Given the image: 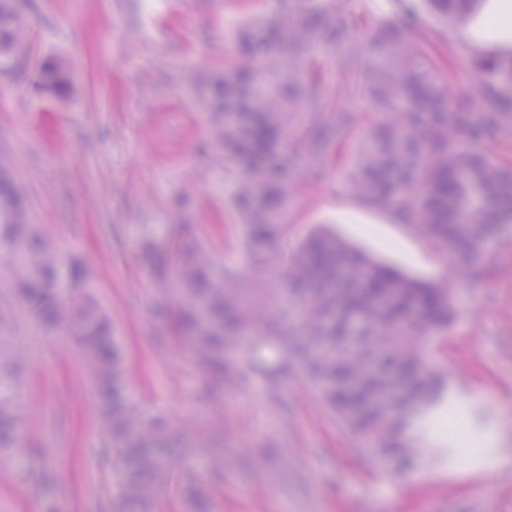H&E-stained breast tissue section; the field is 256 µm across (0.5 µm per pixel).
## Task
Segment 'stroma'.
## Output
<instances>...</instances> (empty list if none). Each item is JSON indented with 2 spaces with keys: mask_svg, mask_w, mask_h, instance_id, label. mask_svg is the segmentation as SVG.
I'll return each instance as SVG.
<instances>
[{
  "mask_svg": "<svg viewBox=\"0 0 512 512\" xmlns=\"http://www.w3.org/2000/svg\"><path fill=\"white\" fill-rule=\"evenodd\" d=\"M279 0H18L26 52L0 63V164L22 183L30 223L72 263L112 325L127 395L175 434L210 432L224 456L202 473L215 512H512V226L492 262L448 276L442 245L392 213L357 200L343 177L374 119L358 112L333 171L305 178L290 203L286 241L324 230L425 284H447L452 320L437 362L460 397L480 457L425 439L410 469L382 463L332 418L314 383L292 376L270 400L262 373L241 358L244 384L223 387L193 367L156 311L152 258L182 223L201 225L225 269L248 288L274 277L242 244L230 206L238 177L224 170L208 77L232 65L234 33ZM438 61L453 95L468 96L471 49L447 34ZM58 71L63 88L47 83ZM30 347L15 391L24 422L0 450V512H112L115 460L75 342L21 325Z\"/></svg>",
  "mask_w": 512,
  "mask_h": 512,
  "instance_id": "35a3bbf8",
  "label": "stroma"
}]
</instances>
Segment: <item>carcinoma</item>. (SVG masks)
<instances>
[{
  "mask_svg": "<svg viewBox=\"0 0 512 512\" xmlns=\"http://www.w3.org/2000/svg\"><path fill=\"white\" fill-rule=\"evenodd\" d=\"M347 0H283L237 35V59L210 87L224 168L242 174L235 205L243 244L265 257L280 282L245 288L224 274L201 228L187 227L156 260L158 300L178 299L171 313L188 332L187 356L200 370L237 383L233 354L259 343L277 362L264 370L270 394L299 371L318 386L327 408L381 461L417 463L420 431L449 384L435 363L434 339L448 330L447 285L431 287L318 232L282 259L276 242L301 172L324 175L349 134L345 100H364L379 117L345 172L355 197L394 212L415 232L448 249L451 274L490 261L489 246L512 223V167L477 149L486 136L512 143V52L475 56L476 108L454 97L437 62L444 35L415 22L412 0H389L390 16L374 20L364 39ZM445 27L472 21L483 0H422ZM22 20L14 0H0V49L13 44ZM339 53L342 77L329 81L316 60ZM0 242L11 252L0 275V331L20 320L16 301L45 332L63 329L79 347L94 390L99 429L121 468L116 512H155L163 483L178 473V494L193 512H211L187 460L209 447L206 433L178 441L160 419L127 396L122 357L106 315L71 272L72 294L57 290L59 258L28 223L24 189L0 165ZM28 349L0 339V448L16 441L18 409L11 391L22 381Z\"/></svg>",
  "mask_w": 512,
  "mask_h": 512,
  "instance_id": "obj_1",
  "label": "carcinoma"
}]
</instances>
